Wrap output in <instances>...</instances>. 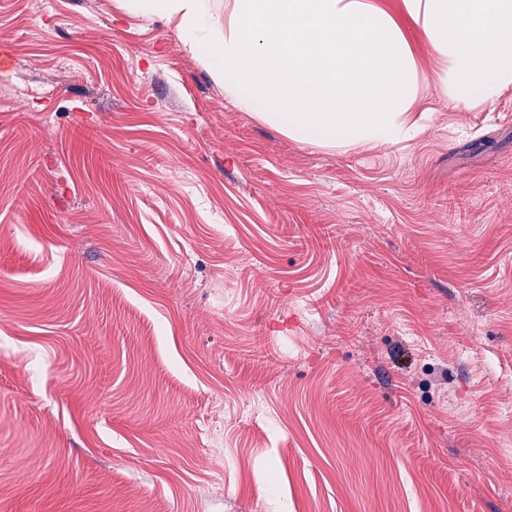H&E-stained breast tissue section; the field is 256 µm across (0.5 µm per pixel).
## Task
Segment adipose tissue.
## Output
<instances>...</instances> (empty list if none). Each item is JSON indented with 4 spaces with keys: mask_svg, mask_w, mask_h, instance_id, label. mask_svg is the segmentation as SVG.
<instances>
[{
    "mask_svg": "<svg viewBox=\"0 0 512 512\" xmlns=\"http://www.w3.org/2000/svg\"><path fill=\"white\" fill-rule=\"evenodd\" d=\"M175 21L188 50L242 111L312 145H393L421 131L413 37L441 92L495 104L512 86V0H123Z\"/></svg>",
    "mask_w": 512,
    "mask_h": 512,
    "instance_id": "adipose-tissue-1",
    "label": "adipose tissue"
}]
</instances>
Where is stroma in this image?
<instances>
[{"mask_svg": "<svg viewBox=\"0 0 512 512\" xmlns=\"http://www.w3.org/2000/svg\"><path fill=\"white\" fill-rule=\"evenodd\" d=\"M0 512H512V87L363 149L121 0H0Z\"/></svg>", "mask_w": 512, "mask_h": 512, "instance_id": "35a3bbf8", "label": "stroma"}]
</instances>
